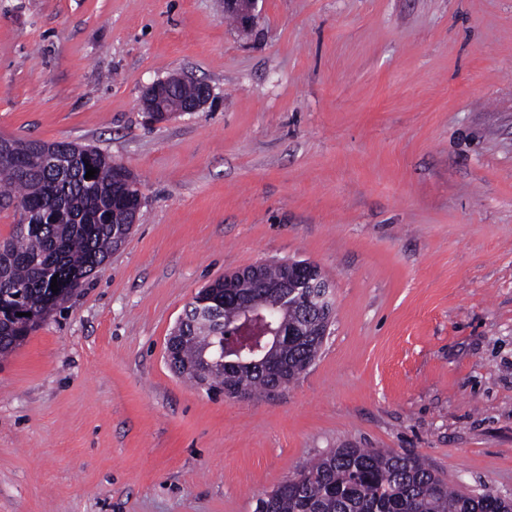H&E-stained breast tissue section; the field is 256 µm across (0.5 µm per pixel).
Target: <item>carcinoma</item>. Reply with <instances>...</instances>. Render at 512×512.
Masks as SVG:
<instances>
[{
	"instance_id": "cac0c4a2",
	"label": "carcinoma",
	"mask_w": 512,
	"mask_h": 512,
	"mask_svg": "<svg viewBox=\"0 0 512 512\" xmlns=\"http://www.w3.org/2000/svg\"><path fill=\"white\" fill-rule=\"evenodd\" d=\"M194 82L165 90V100L180 106L200 96ZM47 151L64 149L78 155L79 165L61 176L32 170L25 176L0 166V198H8L30 212L27 229L20 225L0 243L9 247L0 257V305L21 306L27 320L0 314V357L7 356L34 332L47 315L59 310L112 251L130 233L128 212L138 205L115 171L111 157L90 147L60 141L44 143ZM97 174L84 179L88 168ZM286 265H267L262 278L272 284L286 278ZM58 291L52 292V278ZM245 303L267 313L272 326H283L279 359L299 376L317 357L322 343L308 340L300 305L294 299L273 311L274 293L248 288ZM187 335L170 351L168 361L176 373L202 357L218 355L221 338L209 322L186 312ZM224 369L208 371L203 385L222 391ZM236 384L250 394L272 388L266 373L245 372ZM297 486L280 485L258 501L257 512H512V501L498 496H475L448 487V482L417 456L378 448H336L302 470Z\"/></svg>"
}]
</instances>
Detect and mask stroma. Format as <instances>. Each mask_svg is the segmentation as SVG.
<instances>
[{
  "label": "stroma",
  "instance_id": "obj_1",
  "mask_svg": "<svg viewBox=\"0 0 512 512\" xmlns=\"http://www.w3.org/2000/svg\"><path fill=\"white\" fill-rule=\"evenodd\" d=\"M0 0V137L97 148L136 224L0 361V512H255L329 451L512 499V0ZM173 74L197 112L148 123ZM335 286L315 361L246 398L178 375L195 294L257 262ZM258 0H224V14L232 17L242 29L250 28L256 21ZM188 79L182 75H171L165 79L157 81L152 84L146 91L145 98H143V107L145 112L149 115V118L155 120L154 117H159L157 112H163L164 117L167 116L168 112H197L199 111L211 98L212 90L209 85L203 83L202 92L201 86L194 82H187ZM184 83V84H183ZM181 84V85H179ZM179 85L173 89H165V100L170 106H181L187 101H191L197 97L194 101L188 102L183 107L176 111H171L167 103L162 101L160 97H154V93L161 87H171ZM201 93V95H200ZM151 97L153 99H151ZM151 99L146 101V99ZM154 116V117H153Z\"/></svg>",
  "mask_w": 512,
  "mask_h": 512
}]
</instances>
